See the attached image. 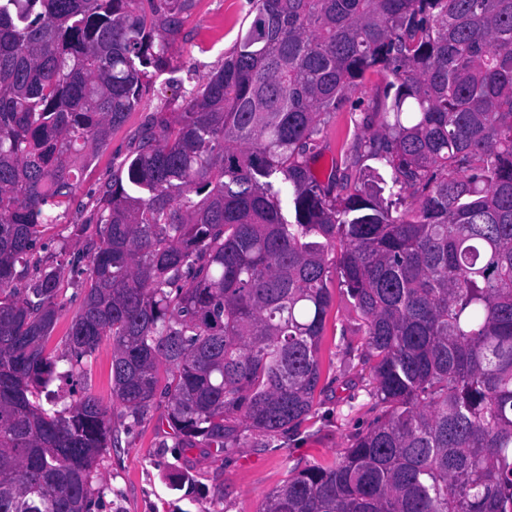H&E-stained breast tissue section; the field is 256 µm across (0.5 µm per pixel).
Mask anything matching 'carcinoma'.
<instances>
[{
    "mask_svg": "<svg viewBox=\"0 0 512 512\" xmlns=\"http://www.w3.org/2000/svg\"><path fill=\"white\" fill-rule=\"evenodd\" d=\"M187 2L0 0V512H91L112 417L130 430L159 394L184 452L297 429L334 275L379 415L260 512H512V0H254L224 66L148 120L98 199L57 371L58 275L20 292L17 268L168 69ZM368 73L380 128L324 183L319 135ZM366 160L389 170L372 188ZM105 340L110 407L86 383ZM63 377L82 384L61 406L42 393Z\"/></svg>",
    "mask_w": 512,
    "mask_h": 512,
    "instance_id": "carcinoma-1",
    "label": "carcinoma"
}]
</instances>
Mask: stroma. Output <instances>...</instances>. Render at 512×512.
<instances>
[{"label": "stroma", "instance_id": "stroma-1", "mask_svg": "<svg viewBox=\"0 0 512 512\" xmlns=\"http://www.w3.org/2000/svg\"><path fill=\"white\" fill-rule=\"evenodd\" d=\"M253 9L252 0H190L179 33L167 45L170 69L94 150L62 222L47 229L38 256L59 275L66 303L48 342L56 355L66 353L65 335L82 299L76 263L88 260L98 239L96 225L88 221L97 200L121 177L119 164L134 151L148 118L180 110L186 92L231 54ZM383 89L380 78L366 76L349 92L347 111L329 117L315 165L320 180L328 179L334 161L358 137L379 127ZM359 324L342 291H335L321 340L315 407L293 433L270 440L250 432L241 448L226 455L201 445L184 452L167 435V399H156L148 418L131 431H119L118 444L99 456L92 512H259L293 465L333 461L377 415L366 392L369 366L361 356Z\"/></svg>", "mask_w": 512, "mask_h": 512}]
</instances>
